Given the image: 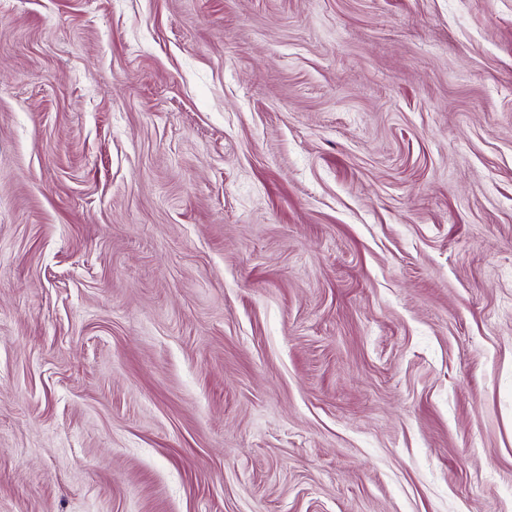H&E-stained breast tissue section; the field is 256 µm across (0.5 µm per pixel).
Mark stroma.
I'll return each instance as SVG.
<instances>
[{
	"instance_id": "1",
	"label": "stroma",
	"mask_w": 512,
	"mask_h": 512,
	"mask_svg": "<svg viewBox=\"0 0 512 512\" xmlns=\"http://www.w3.org/2000/svg\"><path fill=\"white\" fill-rule=\"evenodd\" d=\"M0 512H512V0H0Z\"/></svg>"
}]
</instances>
